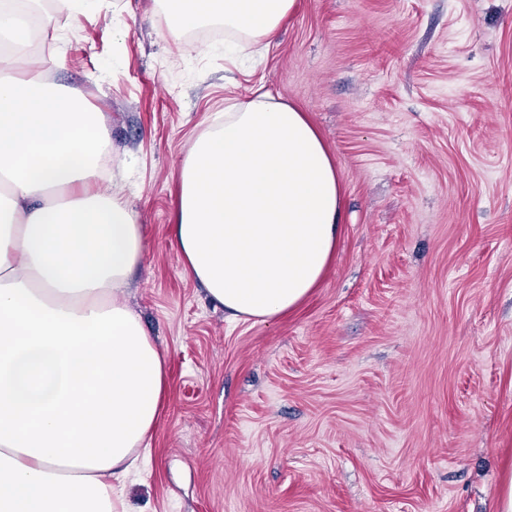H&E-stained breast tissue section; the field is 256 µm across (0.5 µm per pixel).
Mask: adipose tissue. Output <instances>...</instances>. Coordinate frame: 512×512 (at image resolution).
Returning a JSON list of instances; mask_svg holds the SVG:
<instances>
[{"label":"adipose tissue","mask_w":512,"mask_h":512,"mask_svg":"<svg viewBox=\"0 0 512 512\" xmlns=\"http://www.w3.org/2000/svg\"><path fill=\"white\" fill-rule=\"evenodd\" d=\"M0 2V512H118L114 485L151 452L166 356L128 305L144 255L120 191L101 188L98 113L33 59L39 0ZM169 33L223 25L270 40L297 0H165ZM172 241L232 321L274 320L336 250L341 183L304 112L264 93L233 105L180 168Z\"/></svg>","instance_id":"ef3b65f1"}]
</instances>
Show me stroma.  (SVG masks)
<instances>
[{"label":"stroma","instance_id":"stroma-1","mask_svg":"<svg viewBox=\"0 0 512 512\" xmlns=\"http://www.w3.org/2000/svg\"><path fill=\"white\" fill-rule=\"evenodd\" d=\"M35 55L102 114L143 227L127 301L167 353L126 512H497L512 469V0H298L260 57L94 0ZM307 112L336 255L288 315L231 323L172 247L195 136L255 91Z\"/></svg>","mask_w":512,"mask_h":512}]
</instances>
